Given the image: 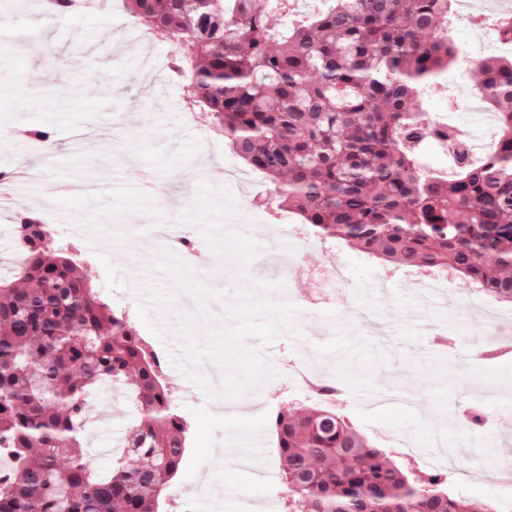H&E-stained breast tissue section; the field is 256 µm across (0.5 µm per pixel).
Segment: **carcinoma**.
<instances>
[{"label": "carcinoma", "instance_id": "1", "mask_svg": "<svg viewBox=\"0 0 512 512\" xmlns=\"http://www.w3.org/2000/svg\"><path fill=\"white\" fill-rule=\"evenodd\" d=\"M282 28L292 0H125L173 41L172 72L216 132L327 240L395 268L441 269L512 303V56L473 63L496 148L465 152L415 118L420 89L466 63L455 0H334ZM449 145L451 175L422 145ZM20 271L0 279V512H158L187 448L153 346L105 303L75 249L16 217ZM123 388L139 412L107 473L82 452L88 399ZM287 512H478L446 477L416 481L334 407L272 419Z\"/></svg>", "mask_w": 512, "mask_h": 512}]
</instances>
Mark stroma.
I'll list each match as a JSON object with an SVG mask.
<instances>
[{
  "label": "stroma",
  "mask_w": 512,
  "mask_h": 512,
  "mask_svg": "<svg viewBox=\"0 0 512 512\" xmlns=\"http://www.w3.org/2000/svg\"><path fill=\"white\" fill-rule=\"evenodd\" d=\"M68 20L49 18L43 0H0V168L19 178L0 184V276L19 263L14 216L31 210L57 241L77 246L83 270L115 312L137 334L167 354L168 380L190 425L188 448L166 492L164 512H284L287 495L270 421L276 411L303 402L304 388L287 382L281 363L294 359L312 372L338 378L343 409L376 447L405 462L393 437L412 431L426 461L456 445L463 412L482 407L494 460L512 455V354L494 361L482 383L463 364L487 332L479 308L458 301L448 285L442 301L425 303L413 289L386 281L387 268L343 244L321 249L292 239L298 216L242 207L250 190L267 181L232 152L223 137L203 139L186 116L179 83L157 92L156 71L171 52L161 37L127 42L143 30L121 0H83ZM422 119L445 118L461 134L494 139L476 115L483 108L475 73L448 72L422 96ZM51 128L47 152L34 149L24 129ZM88 147L73 153L76 135ZM74 222L58 223L59 209ZM198 243L181 258L172 238ZM281 254L295 253L307 269L334 261L344 280L323 306L306 304L310 276L279 279L262 255L270 239ZM186 282L201 305L219 300L226 318L209 327L188 317L169 291ZM224 371V397L209 392L210 369ZM387 391L394 403L357 402L362 392ZM110 400L93 394L84 428L91 463L112 465L113 451L132 420L124 392ZM468 461L445 472L448 489L476 506L496 502L489 481L463 479Z\"/></svg>",
  "instance_id": "35a3bbf8"
}]
</instances>
